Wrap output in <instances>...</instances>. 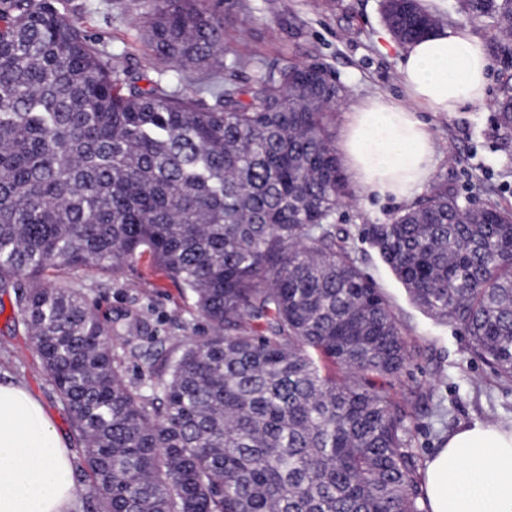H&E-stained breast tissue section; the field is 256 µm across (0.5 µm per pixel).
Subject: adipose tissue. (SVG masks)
Returning <instances> with one entry per match:
<instances>
[{
    "label": "adipose tissue",
    "instance_id": "1",
    "mask_svg": "<svg viewBox=\"0 0 512 512\" xmlns=\"http://www.w3.org/2000/svg\"><path fill=\"white\" fill-rule=\"evenodd\" d=\"M406 102L376 96L354 108L342 132L346 168L379 197L410 198L430 178L433 138L418 110L484 105L489 60L468 25L406 44L399 67ZM68 444L21 384L0 380V512H69L76 499ZM430 512H512V428L463 425L427 460Z\"/></svg>",
    "mask_w": 512,
    "mask_h": 512
}]
</instances>
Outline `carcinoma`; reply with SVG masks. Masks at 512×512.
Wrapping results in <instances>:
<instances>
[{
  "instance_id": "obj_1",
  "label": "carcinoma",
  "mask_w": 512,
  "mask_h": 512,
  "mask_svg": "<svg viewBox=\"0 0 512 512\" xmlns=\"http://www.w3.org/2000/svg\"><path fill=\"white\" fill-rule=\"evenodd\" d=\"M142 4L153 77L105 58L53 0H0V289L80 437L94 512H429L394 393L408 341L334 224L351 195L328 121L340 88L293 56L239 84L252 61L228 26L250 0L222 17L211 0ZM460 8L492 17L509 51L512 0ZM382 14L401 44L444 22L421 0ZM495 120L512 131L509 81ZM468 207L439 183L363 236L512 384V207ZM143 258L206 334L135 343L137 319L57 285ZM138 361L149 375L132 380Z\"/></svg>"
}]
</instances>
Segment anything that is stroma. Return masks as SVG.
Masks as SVG:
<instances>
[{
    "label": "stroma",
    "instance_id": "obj_1",
    "mask_svg": "<svg viewBox=\"0 0 512 512\" xmlns=\"http://www.w3.org/2000/svg\"><path fill=\"white\" fill-rule=\"evenodd\" d=\"M253 4V19L235 31L237 51L266 66L284 54L325 66L340 87L330 116L333 136H340L353 108L368 98L381 94L402 99L399 44L382 20L379 0H253ZM57 8L107 52L125 56L134 66L147 65L151 51L143 37L142 0H57ZM469 23L490 60L487 100L483 106L466 105L448 114L420 111L436 145L429 181L446 182L449 191L481 204L512 205V133L497 127L494 120L505 72L500 36L491 18ZM405 207V202L379 198L357 186L352 197L339 205L336 225L349 232L360 267L383 290L412 349L395 391L402 394L418 388L425 394L410 424L411 448L423 462L460 424L512 425V386L498 383L474 357L461 327L437 322L416 307L391 270L360 239L362 225L385 223ZM64 280L84 281L89 296L101 299L103 309L113 317L138 313L141 335L196 336L203 327L202 319L195 318L186 329H178L176 308L192 309L193 300L181 297L162 273L143 280L128 270L104 284L79 270L66 274ZM7 377L32 392L69 447L79 450L81 441L47 380L15 307V295L0 292V378Z\"/></svg>",
    "mask_w": 512,
    "mask_h": 512
}]
</instances>
